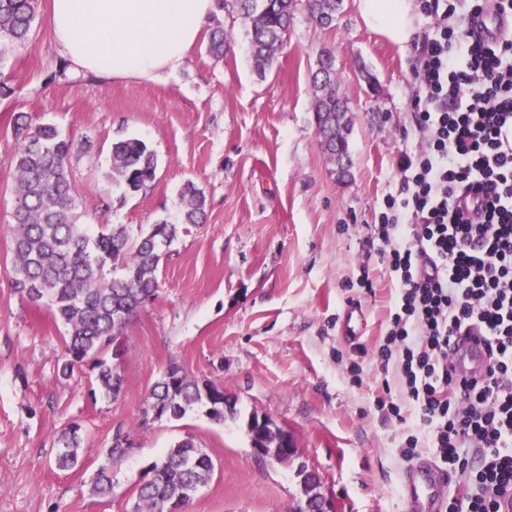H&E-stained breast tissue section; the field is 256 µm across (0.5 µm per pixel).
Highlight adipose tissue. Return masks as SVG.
<instances>
[{
  "label": "adipose tissue",
  "mask_w": 512,
  "mask_h": 512,
  "mask_svg": "<svg viewBox=\"0 0 512 512\" xmlns=\"http://www.w3.org/2000/svg\"><path fill=\"white\" fill-rule=\"evenodd\" d=\"M215 0H51L53 42L72 70L94 78L162 80L179 69ZM413 0H359L363 23L407 46L416 34Z\"/></svg>",
  "instance_id": "1"
}]
</instances>
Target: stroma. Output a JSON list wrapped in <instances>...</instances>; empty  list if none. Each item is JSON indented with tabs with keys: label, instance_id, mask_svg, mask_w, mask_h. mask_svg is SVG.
Returning <instances> with one entry per match:
<instances>
[{
	"label": "stroma",
	"instance_id": "35a3bbf8",
	"mask_svg": "<svg viewBox=\"0 0 512 512\" xmlns=\"http://www.w3.org/2000/svg\"><path fill=\"white\" fill-rule=\"evenodd\" d=\"M22 45L0 42V512H133L139 475L186 437L215 471L187 512H290L300 468L319 473L338 512H409V469L435 462L397 367L381 372L395 282L374 226L402 191L398 163L415 152L414 68L433 30L399 47L369 30L357 0H344L332 27L297 12L277 64L258 75L243 21L216 9L223 59L201 34L185 63L162 81L95 79L61 70L50 32V0ZM336 59L350 120V172L337 178L316 133L311 76L321 51ZM48 122L78 144L72 183L93 224L132 235L168 222L179 231L161 261L155 295L119 338L124 389L103 396L89 368L59 373L65 325L22 299L8 273L14 187L10 128L15 113ZM143 140L157 156L153 183L126 192L105 176L113 142ZM205 196L204 224L180 228L182 190ZM369 276L373 292L359 285ZM223 386L236 415L213 421L196 406L158 417L147 398L170 366ZM390 392L395 420L377 405ZM294 438L285 463L260 460L247 434L252 415ZM82 438L73 468L56 462L58 439ZM124 457L108 462L116 434ZM418 439L413 458L401 454ZM110 465L112 491L89 486Z\"/></svg>",
	"mask_w": 512,
	"mask_h": 512
}]
</instances>
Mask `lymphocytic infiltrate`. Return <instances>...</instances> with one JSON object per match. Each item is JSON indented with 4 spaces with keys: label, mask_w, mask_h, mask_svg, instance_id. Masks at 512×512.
Masks as SVG:
<instances>
[{
    "label": "lymphocytic infiltrate",
    "mask_w": 512,
    "mask_h": 512,
    "mask_svg": "<svg viewBox=\"0 0 512 512\" xmlns=\"http://www.w3.org/2000/svg\"><path fill=\"white\" fill-rule=\"evenodd\" d=\"M490 9L512 14V0L424 5L435 35L413 110L425 143L401 160L405 194L375 227L398 288L378 359L398 357L436 457L477 487L447 512H502L512 497V33L473 28ZM471 330L489 362L464 375L449 353Z\"/></svg>",
    "instance_id": "1"
}]
</instances>
